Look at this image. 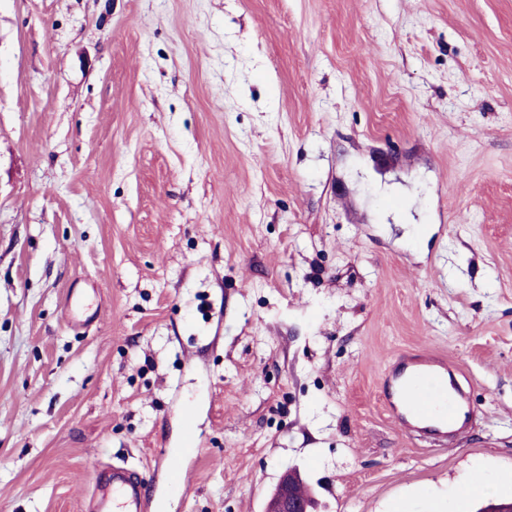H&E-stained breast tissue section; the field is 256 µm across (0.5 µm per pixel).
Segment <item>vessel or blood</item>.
<instances>
[{
    "label": "vessel or blood",
    "mask_w": 512,
    "mask_h": 512,
    "mask_svg": "<svg viewBox=\"0 0 512 512\" xmlns=\"http://www.w3.org/2000/svg\"><path fill=\"white\" fill-rule=\"evenodd\" d=\"M448 373L447 360L436 355L393 364L387 378L389 407L406 434L428 432L444 441L467 430L471 409ZM97 494L99 512H146L151 501L148 478L121 464L100 472Z\"/></svg>",
    "instance_id": "obj_1"
}]
</instances>
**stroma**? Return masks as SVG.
<instances>
[{
  "mask_svg": "<svg viewBox=\"0 0 512 512\" xmlns=\"http://www.w3.org/2000/svg\"><path fill=\"white\" fill-rule=\"evenodd\" d=\"M116 462L149 512L512 500V0H0V512ZM448 373L447 360L436 355L393 364L387 378L388 404L406 434L429 432L447 442L468 429L470 406ZM302 480L301 475L293 470H285L267 498L262 512H312L308 504L296 494L295 483Z\"/></svg>",
  "mask_w": 512,
  "mask_h": 512,
  "instance_id": "1",
  "label": "stroma"
}]
</instances>
